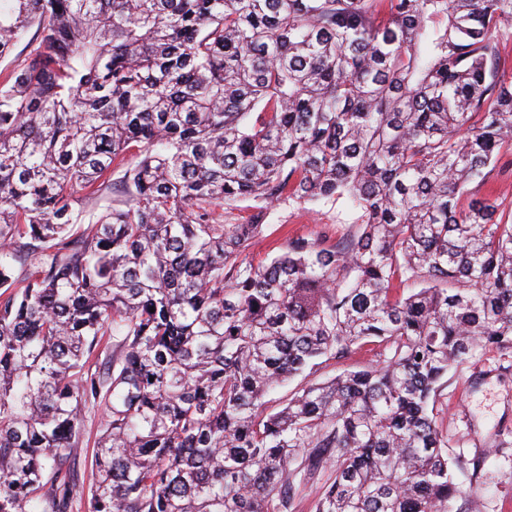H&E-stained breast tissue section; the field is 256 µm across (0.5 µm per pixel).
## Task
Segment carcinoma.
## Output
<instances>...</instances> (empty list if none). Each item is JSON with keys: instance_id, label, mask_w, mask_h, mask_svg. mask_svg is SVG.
<instances>
[{"instance_id": "1", "label": "carcinoma", "mask_w": 512, "mask_h": 512, "mask_svg": "<svg viewBox=\"0 0 512 512\" xmlns=\"http://www.w3.org/2000/svg\"><path fill=\"white\" fill-rule=\"evenodd\" d=\"M32 27L0 73V512H73L98 408L88 512H290L321 472L314 512H452L444 378L512 350V210L470 188L512 175V0H0V58ZM342 197L356 229L250 257L274 203ZM39 39L36 28L30 29L23 39L17 43L13 52L8 57L0 59V71L10 70L15 65L23 62ZM137 160L138 159L134 153H128L125 155L123 161L117 160L114 163V165H112V174L110 177L109 186L103 192L102 196L97 202V205H95L98 211L110 207L112 206V203H115L117 193H115L113 187L121 183L125 175V172L131 167H133L136 164ZM372 353L365 352V350H362L361 352L352 355L348 359H342V360H334L329 359L326 360V358H323L320 361L322 363L316 368L317 371L312 374L309 379L315 380V381H322L325 380L328 377H331L335 374H339L344 369H350V368H356L361 367L364 364H367L372 359ZM100 412L96 415H87L82 422L83 441L80 448L75 449L76 456V481L88 486L91 480L90 461L93 448H95L99 436Z\"/></svg>"}]
</instances>
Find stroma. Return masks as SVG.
Instances as JSON below:
<instances>
[{
    "label": "stroma",
    "mask_w": 512,
    "mask_h": 512,
    "mask_svg": "<svg viewBox=\"0 0 512 512\" xmlns=\"http://www.w3.org/2000/svg\"><path fill=\"white\" fill-rule=\"evenodd\" d=\"M347 200L273 208L262 237L250 247L261 261L282 253L289 238L325 235L337 239L340 227L357 220ZM442 401L447 408L448 452L465 462L484 457L477 472L460 480L479 512H512V354L479 352L452 367Z\"/></svg>",
    "instance_id": "stroma-1"
}]
</instances>
